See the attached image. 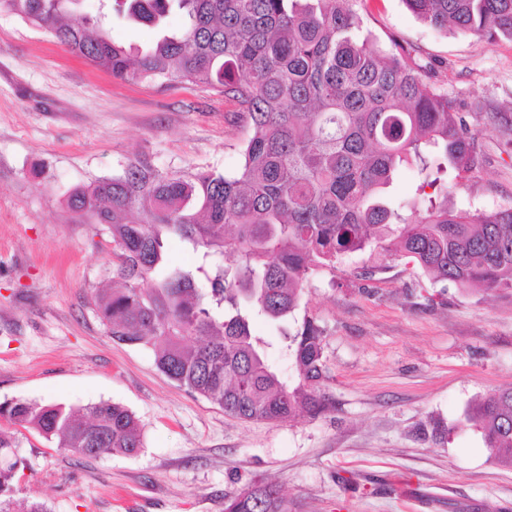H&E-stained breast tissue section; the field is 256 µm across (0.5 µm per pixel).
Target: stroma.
<instances>
[{"mask_svg":"<svg viewBox=\"0 0 512 512\" xmlns=\"http://www.w3.org/2000/svg\"><path fill=\"white\" fill-rule=\"evenodd\" d=\"M356 9L363 34L409 49L475 133L480 164L456 207L512 206V39L435 31L403 0ZM182 24L175 9L157 28L116 13L109 31L143 48ZM234 111L197 87L116 80L0 15V401L115 402L144 433L138 455L98 458L24 433L16 497L49 512H224L264 477L291 512H512V467L465 420L512 386V290L460 289L376 250L314 272L296 316L323 331L336 403L315 419L228 416L161 374L150 348L109 336L92 298L112 285V237L75 222L69 192L134 161L232 172L248 136Z\"/></svg>","mask_w":512,"mask_h":512,"instance_id":"stroma-1","label":"stroma"}]
</instances>
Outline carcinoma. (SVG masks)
<instances>
[{"instance_id": "obj_1", "label": "carcinoma", "mask_w": 512, "mask_h": 512, "mask_svg": "<svg viewBox=\"0 0 512 512\" xmlns=\"http://www.w3.org/2000/svg\"><path fill=\"white\" fill-rule=\"evenodd\" d=\"M82 2L0 0V15L116 79L219 93L248 129L231 174L130 163L67 199L78 223L112 235L121 287L94 296L99 318L112 339L150 347L177 386L246 421L335 410L320 327L306 318L281 328L297 370L288 384L253 321L288 322L310 276L346 254L373 247L459 288L512 289V206L470 212L448 200L478 162L475 133L410 55L359 35L357 0H100L76 22ZM403 2L437 30L512 38V0ZM172 4L181 29L145 49L115 43L102 22L125 9L157 26ZM412 165L418 197L397 202L387 188ZM171 235L199 253L198 266L165 268ZM468 421L491 459L512 464V387L477 400ZM20 428L87 458L143 448L138 419L116 403L1 401L0 512H47L12 497ZM225 512H288V500L253 479Z\"/></svg>"}]
</instances>
